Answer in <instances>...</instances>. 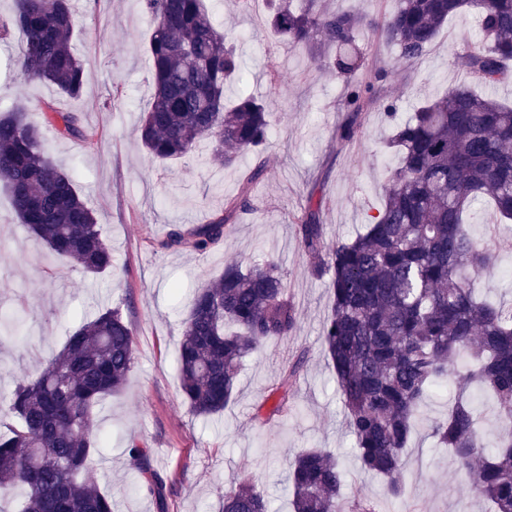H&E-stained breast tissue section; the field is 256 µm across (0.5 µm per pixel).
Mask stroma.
I'll return each instance as SVG.
<instances>
[{"mask_svg": "<svg viewBox=\"0 0 512 512\" xmlns=\"http://www.w3.org/2000/svg\"><path fill=\"white\" fill-rule=\"evenodd\" d=\"M207 6L245 66V85L228 86L227 100L244 89L270 101L274 112L266 174L253 188V209L224 244L204 255L160 250L156 243L223 209L256 160L246 154L234 167H210L206 141L173 163L147 154L136 129L152 94V24L140 0H73L72 44L84 65V87L76 99L16 75L18 32L0 41V111L28 106L31 120L39 123L37 107L49 103L77 113L91 138L86 148L50 132L44 148L73 175L112 250L111 269L86 275L18 224L0 187V311L27 317L22 342L0 344V431L14 422L3 399L17 381L36 376L70 331L117 304L136 330L137 348L125 388L106 397L96 414L103 441L97 485L113 496L115 512H161L154 498L132 489L137 474L125 449L133 439L149 448L153 468L171 490L168 512H219L224 488L244 471L267 495L272 512H288L286 461L308 448L331 450L344 472V495L370 500L376 512H487L488 503L466 493V477L430 436L432 421L448 410L454 386L433 396L417 420L406 451L404 494L394 499L385 494L382 477L358 467L336 379L321 348L330 294L311 272L292 216L312 193L325 200L321 219L327 242L358 233L367 212L380 208L388 170L397 162L385 145L392 122L381 110H371L357 140L337 145L336 126L345 116L343 86L328 70L315 68L305 50L273 34L266 0H254L246 13L234 0H207ZM478 40L476 15L463 12L449 18L420 60L389 70L382 93L396 104L395 120L404 121L417 104L460 83L458 58ZM468 229L497 247V263L483 276L487 295L512 303V223L485 204L475 206ZM269 257L281 264L298 328L247 359L237 397L223 416L198 418L179 392L176 356L184 307L226 263L249 266ZM299 357L304 364L288 414L254 421L256 406L282 366Z\"/></svg>", "mask_w": 512, "mask_h": 512, "instance_id": "1", "label": "stroma"}]
</instances>
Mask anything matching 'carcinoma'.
<instances>
[{
  "label": "carcinoma",
  "instance_id": "obj_1",
  "mask_svg": "<svg viewBox=\"0 0 512 512\" xmlns=\"http://www.w3.org/2000/svg\"><path fill=\"white\" fill-rule=\"evenodd\" d=\"M269 25L290 46L311 52L314 66L333 72L346 90L347 113L336 143L352 142L363 116L379 107L376 83L388 73L360 44L368 30L416 61L448 18L465 9L478 19L479 44L461 57L467 80L420 105L393 126L387 146L397 165L389 172L385 201L364 232L326 244L323 197L309 195L297 233L312 272L326 280L330 311L321 328L324 356L336 375L362 471L385 478L386 494L402 493L404 454L422 405L448 379L458 394L448 414L431 424L438 445L457 470L473 474L470 491L491 512H512V304L480 297L481 275L496 251L465 226L473 206L492 201L512 220V107L478 95L473 83L512 77V0H396L377 20L358 11L330 12L321 0H269ZM154 28L149 41L153 94L138 129L142 146L161 160L188 155L200 140L215 142L211 162L228 168L240 155L259 159L239 195L204 224L173 230L161 249L205 254L223 242L239 216L252 209L250 189L265 175L271 106L247 92L232 106L224 87L240 80L237 52L203 0H142ZM71 0H13L10 26L23 36L18 74L54 86L71 98L83 90V67L72 47ZM8 26V27H10ZM3 27V30H8ZM42 126L16 107L0 114V184L11 196L19 223L48 250L87 274L112 267L102 227L76 188L43 148L45 127L86 138L73 112L46 106ZM22 316L0 314V342L18 341ZM278 260L248 268L224 265L197 289L182 319L178 347L179 390L198 417L219 416L234 400L245 360L261 346L297 329ZM132 323L118 307L100 311L69 332L63 348L36 376L8 397L15 418L0 433V501L11 512H114L112 497L94 483L101 434L95 409L121 391L135 364ZM302 365L296 359L270 386L263 423L288 413ZM476 386L496 402L500 432L487 448L481 414L467 394ZM127 461L141 475L139 491L168 509L167 485L150 467V451L136 441ZM293 512H374L372 503L342 493L335 455L311 448L289 464ZM221 512H270L253 476L242 475L221 496Z\"/></svg>",
  "mask_w": 512,
  "mask_h": 512
}]
</instances>
